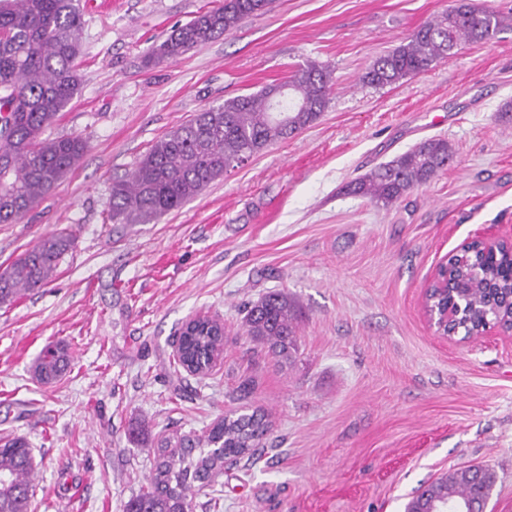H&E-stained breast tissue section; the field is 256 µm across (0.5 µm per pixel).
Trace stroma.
I'll return each mask as SVG.
<instances>
[{
	"label": "stroma",
	"instance_id": "stroma-1",
	"mask_svg": "<svg viewBox=\"0 0 512 512\" xmlns=\"http://www.w3.org/2000/svg\"><path fill=\"white\" fill-rule=\"evenodd\" d=\"M508 17L424 73L374 88L380 55L453 0H274L270 11L181 57L148 58L215 0H104L85 12L77 95L48 128L87 150L15 224H0V272L47 236L71 249L53 280L0 306V436L37 463L33 512H123L160 436L202 433L241 406L271 416L251 460L225 464L193 512H404L442 471L497 475L487 512H512V335L437 336L425 290L476 239L512 234V0ZM332 71L322 116L149 224L112 220V182L202 108ZM429 138L454 161L392 207L345 185ZM271 290L295 309L297 350L280 365L243 333ZM224 323L211 375L176 369L174 335L195 312ZM73 361L42 385L49 344Z\"/></svg>",
	"mask_w": 512,
	"mask_h": 512
}]
</instances>
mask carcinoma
<instances>
[{
  "label": "carcinoma",
  "mask_w": 512,
  "mask_h": 512,
  "mask_svg": "<svg viewBox=\"0 0 512 512\" xmlns=\"http://www.w3.org/2000/svg\"><path fill=\"white\" fill-rule=\"evenodd\" d=\"M272 0H220L176 28L156 58L173 60L270 10ZM83 16L76 0H0V224H13L50 194L74 170L87 149L79 136L50 138L46 130L79 90ZM503 28V16L476 0L418 27L402 44L380 56L363 76L374 87L396 84L426 71L463 43L481 42ZM332 71L299 66L281 84L236 96L197 113L186 125L161 137L132 172L112 184V220L149 224L178 210L231 167L270 145L306 129L324 112ZM454 160L448 141L426 139L345 186L349 194L386 208L414 187L430 181ZM65 233L42 239L0 274V305L47 285L71 247ZM448 291L462 304L452 328L467 336L508 315L501 303L512 294V261L493 259L478 245L448 260ZM294 313L288 295L272 291L247 307L245 333L281 362L296 351ZM224 352V323L207 317L182 328L181 366L206 376ZM71 354L59 343L43 350L31 370L50 384L68 370ZM259 409L230 412L201 436L166 437L155 448L147 486L124 512H192L195 490L208 484L227 457H251L268 430ZM33 449L23 436L0 438V512H29ZM497 481L489 468H464L420 487L405 512H440L452 506L473 512L492 496Z\"/></svg>",
  "instance_id": "1"
}]
</instances>
